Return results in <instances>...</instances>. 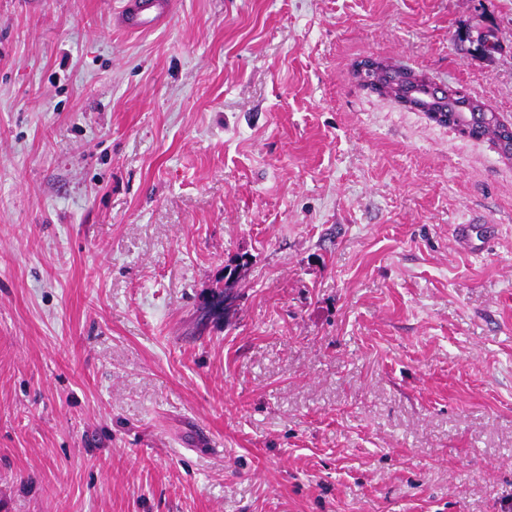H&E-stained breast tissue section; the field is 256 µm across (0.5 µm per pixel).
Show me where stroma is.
<instances>
[{"mask_svg":"<svg viewBox=\"0 0 512 512\" xmlns=\"http://www.w3.org/2000/svg\"><path fill=\"white\" fill-rule=\"evenodd\" d=\"M122 2L0 0V512H512V162L354 76L512 0ZM167 1L124 0L119 14L122 26L128 31H142L160 24L169 14Z\"/></svg>","mask_w":512,"mask_h":512,"instance_id":"35a3bbf8","label":"stroma"}]
</instances>
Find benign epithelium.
<instances>
[{
  "mask_svg": "<svg viewBox=\"0 0 512 512\" xmlns=\"http://www.w3.org/2000/svg\"><path fill=\"white\" fill-rule=\"evenodd\" d=\"M375 71L383 77V80L367 78V73ZM354 75L364 87L405 107L419 110L421 109L420 100L426 99L433 103L428 115L438 123L448 122L452 112L480 114L491 122L498 120L496 113L488 110L481 101L472 97L466 90L449 84L432 83L409 69L392 67L375 58H365L358 62Z\"/></svg>",
  "mask_w": 512,
  "mask_h": 512,
  "instance_id": "benign-epithelium-1",
  "label": "benign epithelium"
}]
</instances>
